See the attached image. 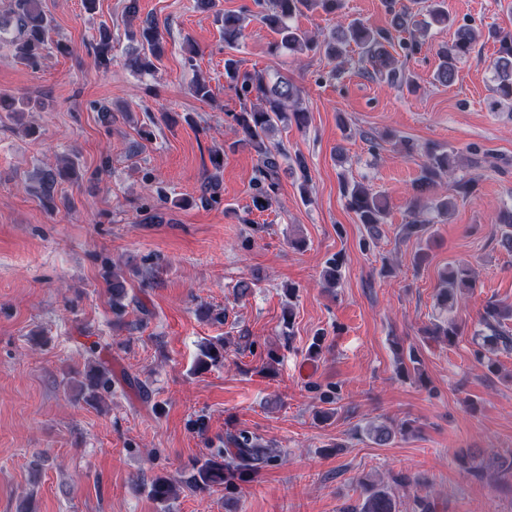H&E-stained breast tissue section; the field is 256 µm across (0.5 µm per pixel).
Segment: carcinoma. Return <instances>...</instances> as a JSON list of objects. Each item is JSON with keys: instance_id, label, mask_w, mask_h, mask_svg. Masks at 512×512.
<instances>
[{"instance_id": "cac0c4a2", "label": "carcinoma", "mask_w": 512, "mask_h": 512, "mask_svg": "<svg viewBox=\"0 0 512 512\" xmlns=\"http://www.w3.org/2000/svg\"><path fill=\"white\" fill-rule=\"evenodd\" d=\"M259 8L256 15L244 12L224 13V45L234 48L241 38L246 21L253 17L271 29L277 36L276 46L293 55L322 54L334 63L331 76L344 73L347 53L351 46L359 50L358 64L363 74L379 78L388 84L409 93H415L418 85L405 72L395 56L397 50L413 52L417 40H406L402 34L414 31H427L432 27L455 28L451 41L440 45L436 50L438 64L434 80L444 86L455 82L458 64L473 51L476 42L484 38L497 46L493 59L494 85L491 88V109L512 104V33L501 31L493 26L485 32H477L472 27L455 25L443 0H431L425 11V18L414 19L406 6L396 7L395 0H387L392 14L390 28H375L360 19H349L342 14L343 0H254ZM320 9L338 19L336 28L319 39L308 35L292 24L293 19L306 11ZM9 14L16 19V34L8 37L0 26V41L14 48L17 60L38 69L41 60L49 52L48 32L50 21L44 13L41 0H14ZM136 4L127 10V36L137 41V55L133 57L135 67L143 72L156 69L155 62L164 53L163 37L157 26L151 22L135 28ZM95 61L99 68L108 69L112 63V32L102 26L98 29V39L94 45ZM224 78L242 95L247 104L241 111L231 112L238 138L224 146H218L210 153L213 169L224 166V153L240 147L252 150L258 158V175L253 181V207L267 210L276 200L278 190V159L286 155L281 143L272 142V136L279 124L293 121L302 125L307 121L306 112L298 108L301 89L290 80L279 77L267 78L259 72L240 71V61L233 57L224 58ZM407 155L419 158V173L412 185L413 201L410 220L402 227L405 239L419 242L430 241L434 212L445 213L456 204V198L473 195L475 180L459 179L451 185V193L435 199L428 192L436 187L443 177L452 176L455 167V151L427 144L420 149L406 147ZM341 193L346 207L353 212L362 224L367 237L362 239V248H369V242L380 234V226L385 223L386 204L380 195L372 192L362 181L342 179ZM498 223L504 225L501 243L504 249L512 252V207L502 211ZM344 257L340 254L329 259L324 271L323 287L334 288L340 281ZM106 285L112 295L113 321L119 324L127 312L128 288L126 279L117 271L106 278ZM477 282L472 269L465 263H458L448 269L443 277V286L437 293V305L450 317L433 322L422 330L428 337H442L453 344L461 333V327L451 317L464 294L474 290ZM479 336L481 344L475 351L476 360L485 365L489 372H497L493 355L500 350L512 349V306L496 303L487 304L480 315ZM224 362V345L209 344L201 350L198 368L206 370ZM112 371L98 363L85 371V382L81 389L88 391L86 401L92 402L104 394L112 393ZM368 435L378 445L391 441L395 430L386 425H372ZM277 461V456L260 442V438L246 428L229 432L224 437V447L216 449L208 457L193 464L194 474L189 487L204 493L215 487H224L228 493L237 488V482L256 474L262 467ZM151 497L167 503L175 496V486L167 477L161 476L150 486ZM345 512H398L397 501L391 490L373 481L361 482L359 502L345 508Z\"/></svg>"}]
</instances>
